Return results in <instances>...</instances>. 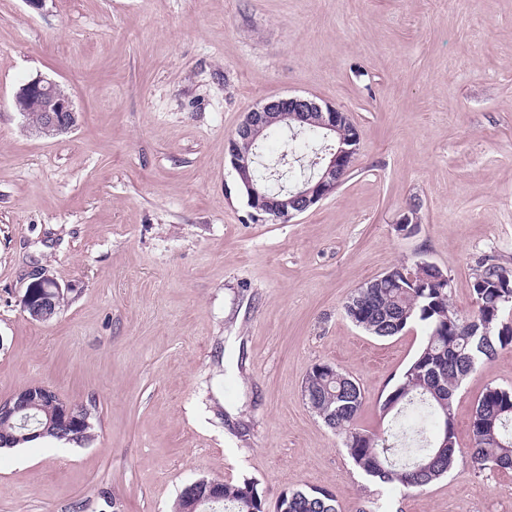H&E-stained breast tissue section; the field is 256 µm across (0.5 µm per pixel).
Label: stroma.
<instances>
[{"label": "stroma", "mask_w": 512, "mask_h": 512, "mask_svg": "<svg viewBox=\"0 0 512 512\" xmlns=\"http://www.w3.org/2000/svg\"><path fill=\"white\" fill-rule=\"evenodd\" d=\"M39 76L70 93V132L15 110ZM295 94L347 113L356 160L308 211L254 224L225 144ZM485 257L512 266V0H0V401L41 382L98 417L90 441L0 450V512H173L203 476L255 480L266 512L310 488L339 512H512V472L466 453L512 346L456 394L454 470L409 495L302 396L335 365L359 425L386 430L378 401L424 331L371 336L344 301L425 261L467 312ZM38 270L68 298L45 322L21 304Z\"/></svg>", "instance_id": "obj_1"}]
</instances>
